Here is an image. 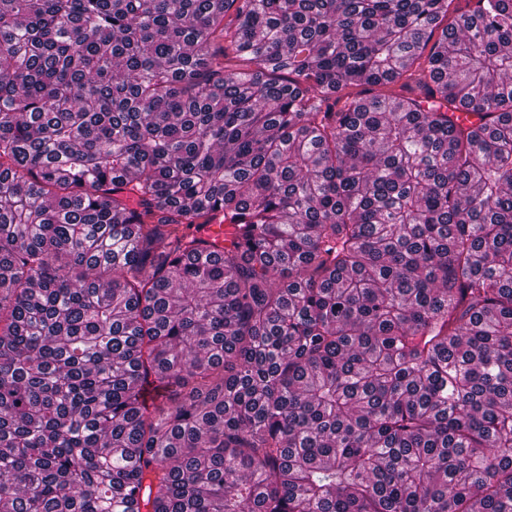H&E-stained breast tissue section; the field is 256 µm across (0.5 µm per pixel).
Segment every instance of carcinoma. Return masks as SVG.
I'll use <instances>...</instances> for the list:
<instances>
[{"label": "carcinoma", "instance_id": "1", "mask_svg": "<svg viewBox=\"0 0 512 512\" xmlns=\"http://www.w3.org/2000/svg\"><path fill=\"white\" fill-rule=\"evenodd\" d=\"M452 2L0 0V512H512V0Z\"/></svg>", "mask_w": 512, "mask_h": 512}]
</instances>
